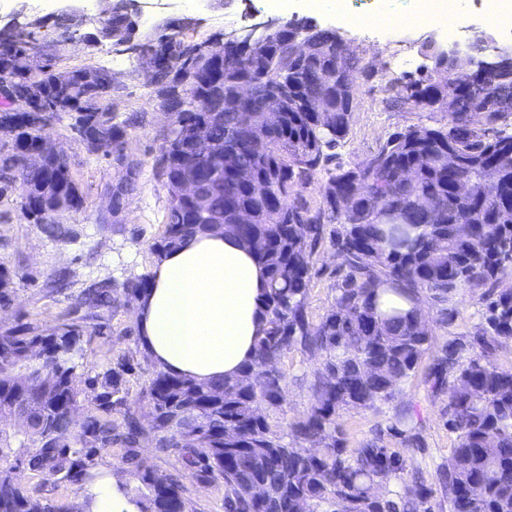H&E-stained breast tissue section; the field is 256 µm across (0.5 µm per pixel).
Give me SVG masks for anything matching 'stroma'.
Instances as JSON below:
<instances>
[{"label":"stroma","instance_id":"35a3bbf8","mask_svg":"<svg viewBox=\"0 0 512 512\" xmlns=\"http://www.w3.org/2000/svg\"><path fill=\"white\" fill-rule=\"evenodd\" d=\"M65 7L64 0H51L46 8L37 6L36 0H0V17L6 18L16 12L43 17L45 26L37 34L38 43L55 54L59 70L109 68L115 78V110L147 115L145 126L133 131L129 139L130 152L143 163L142 173L137 190L127 201L122 224L102 223L101 217L108 205L104 190L119 179V171L103 154H87L76 133L68 126H59L51 132L56 146L70 157L84 204L79 212L67 218L73 236L65 241H52L29 222L22 206L21 187H13L0 196V262L19 270L24 276L17 284L13 308L0 314V328L5 329L20 319L43 325L54 323L68 305L69 292L79 291L85 282L102 278L121 281L150 271L152 262L148 247L161 234L168 207L167 190L152 171L159 145L157 136L166 118L141 57L120 50L108 41L87 48L79 31L70 40H62L58 16ZM259 11L260 0H195L189 6L183 0H159L158 4L146 8L147 20L141 24L137 39L141 42L155 39L158 34L156 25L163 20L190 18L194 24L187 33L189 41L211 42L249 24L251 15ZM461 12L464 20L452 41L457 42L462 55L484 60L490 58L495 49L512 48V39L506 38L502 30L487 25L476 0H461ZM284 16L298 20L310 17L319 27L336 30L366 69L364 75L358 76L355 85L356 108L349 133L337 150L343 164L352 166L365 162L393 132L405 127L439 128L447 124V113L393 106L386 92L390 61L400 55H410L413 62L404 67L403 72L419 74L431 66V54L436 47H445L452 42L442 28L419 24L406 28L400 39L393 41L334 15L312 16L306 10L293 8L285 11ZM477 30L487 32L490 37L489 42L479 49L473 44V33ZM61 268L71 273L70 290L48 292L40 289V281ZM347 272V266L334 247L322 243L314 257L307 297L311 321H319L331 308L336 288ZM487 294L484 287L462 288L444 306L435 304L428 295H421L420 306L429 325L431 345L418 368L391 400L371 409L345 411L336 424V434L346 448H358L377 438L386 447L401 451L407 459L409 477L418 478L432 488L434 512H448V499L439 484V470L446 464L456 439L446 425L448 397L432 395L424 382V374L448 342L469 338L484 328ZM119 351L134 358L136 369L130 378L129 393L137 395L150 377L154 364L144 358L141 346L132 338L117 334L95 338L86 349L81 368L87 371L101 367ZM318 366L317 358L298 350L289 352L284 358L282 368L287 375V396L283 406L269 416L273 432L282 433L289 422L307 412L312 403L310 383ZM399 411L407 412L409 425L419 436L418 446L404 447L400 436L392 431L395 414ZM184 486L189 512H224L222 481L202 482L189 476L185 478Z\"/></svg>","mask_w":512,"mask_h":512}]
</instances>
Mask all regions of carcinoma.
Segmentation results:
<instances>
[{"label":"carcinoma","mask_w":512,"mask_h":512,"mask_svg":"<svg viewBox=\"0 0 512 512\" xmlns=\"http://www.w3.org/2000/svg\"><path fill=\"white\" fill-rule=\"evenodd\" d=\"M480 60L446 74L397 86L391 103L448 113L445 128L410 126L393 134L367 161L337 165L310 206L296 191L332 161L348 132L355 88L343 71L359 60L318 30L306 57L291 36L277 35L247 54L205 53L186 44L169 55L151 80L160 106L182 88L179 138L160 135L154 169L168 193L166 221L149 246L161 259L198 233L237 236L256 250L268 285L265 317L253 362L240 374L211 384L155 368L135 400L127 383L133 360L117 355L101 370L77 374L85 346L111 331L112 318L146 298L150 274L92 281L52 325L19 321L0 331V512H91L83 492L97 477L96 457L125 449L122 464L139 480L126 486L140 512H184L179 474L163 473L140 456L152 411L156 447L179 453L200 480L224 482V512H432V489L407 481V459L371 441L346 448L336 419L352 408L390 400L430 346L422 329L419 294L444 304L460 288L497 282L512 268V133L490 125L512 112V89L487 81V91L458 107ZM15 97H36L72 119L80 143L93 154L99 138L112 140V166L129 155L131 130L146 113L115 111L112 74L95 68L60 77L54 55L35 33L0 43V77ZM251 97L237 105L239 88ZM277 95L278 125L266 123ZM37 113L0 111V194L15 185L23 207L47 237L71 238L62 221L84 198L66 155L41 153ZM142 162L128 168L124 190L112 192V224L123 221L138 186ZM185 178L197 198L179 197ZM330 240L349 272L334 305L310 321L306 300L313 258ZM25 276L0 263V309L16 298ZM407 294L413 306L380 310V287ZM487 327L471 341H452L429 368L433 394L448 393L445 415L456 445L441 467L449 512H512V370L494 364L512 342V288L487 306ZM300 350L321 359L311 382L313 403L280 436L268 423L287 386L282 359ZM34 472L74 489L48 498L23 483ZM266 495L256 499L251 487ZM392 484L398 490L389 489Z\"/></svg>","instance_id":"obj_1"}]
</instances>
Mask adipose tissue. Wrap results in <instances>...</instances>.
Returning a JSON list of instances; mask_svg holds the SVG:
<instances>
[{
    "instance_id": "1",
    "label": "adipose tissue",
    "mask_w": 512,
    "mask_h": 512,
    "mask_svg": "<svg viewBox=\"0 0 512 512\" xmlns=\"http://www.w3.org/2000/svg\"><path fill=\"white\" fill-rule=\"evenodd\" d=\"M266 277L257 257L230 235L195 236L156 261L137 311L153 363L199 382L219 381L250 363L263 320ZM93 512H139L106 473L85 488Z\"/></svg>"
}]
</instances>
